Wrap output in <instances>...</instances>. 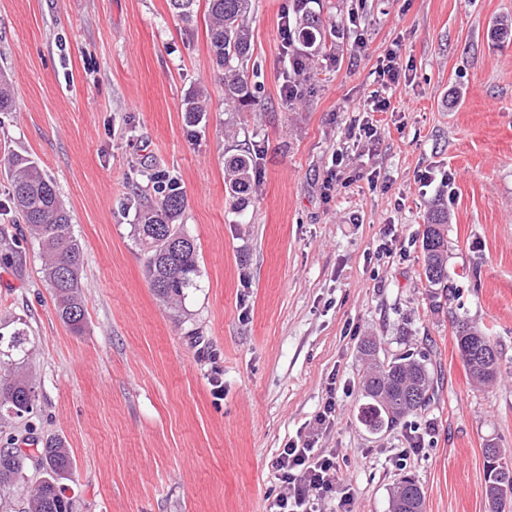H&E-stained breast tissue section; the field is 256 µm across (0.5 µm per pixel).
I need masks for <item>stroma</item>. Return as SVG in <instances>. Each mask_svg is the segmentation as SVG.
I'll use <instances>...</instances> for the list:
<instances>
[{
    "mask_svg": "<svg viewBox=\"0 0 512 512\" xmlns=\"http://www.w3.org/2000/svg\"><path fill=\"white\" fill-rule=\"evenodd\" d=\"M292 8L253 0L261 90L230 114L204 11L185 22L168 0H0V70L16 98L0 112V152L31 155L57 183L87 308L79 336L56 316L0 174V332L28 331L38 433L76 460V512H264L282 490L273 462L312 433L335 452L354 512H389L406 475L425 512H488L482 450L512 452V40L489 30L512 0H314L340 37L294 100L281 86L298 51L279 32ZM394 47L402 76L385 88L378 67ZM200 89L207 115L191 125L185 101ZM375 94L388 109L364 113ZM365 118L375 140H350ZM240 147L259 150V191L241 209L224 186ZM342 150L343 181L328 184ZM154 174L183 189L199 248L177 314L133 236ZM437 202L450 292L434 297L422 231ZM461 319L500 352L493 384L467 373ZM367 338L385 361L427 354L434 373L427 408L377 434L358 419ZM331 393L335 423L320 432Z\"/></svg>",
    "mask_w": 512,
    "mask_h": 512,
    "instance_id": "stroma-1",
    "label": "stroma"
}]
</instances>
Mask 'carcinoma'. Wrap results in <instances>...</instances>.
I'll return each instance as SVG.
<instances>
[{
    "label": "carcinoma",
    "instance_id": "1",
    "mask_svg": "<svg viewBox=\"0 0 512 512\" xmlns=\"http://www.w3.org/2000/svg\"><path fill=\"white\" fill-rule=\"evenodd\" d=\"M198 0H169L171 11L188 21ZM311 0H297L294 35L302 46L300 56L321 48L329 21L311 10ZM207 32L216 67L223 71L224 100L241 109L254 101L246 77L251 56L252 32L246 19L253 0H206ZM10 79L0 73V112H10L14 100ZM206 94L200 92L186 103V119L201 121L206 112ZM10 178V195L15 212L28 225L31 236L42 250V273L52 291L58 319L75 335L84 332L87 322L83 300L84 250L72 230L70 211L55 183L41 166L27 155L13 152L3 160ZM257 153L245 150L224 160L225 189L240 205L253 191ZM186 195L173 184L155 201L142 206L135 241L143 251L144 273L150 288L163 302L176 305L188 291L197 287L199 257L195 239L186 231L182 219ZM424 276L428 287L448 291V211L435 207L427 216L422 234ZM458 349L471 341L482 343L489 337L476 325L456 324ZM32 354L25 329L6 335L0 332V422L26 419L37 407L36 383L25 371ZM360 354L367 361L362 390L364 403L359 415L371 432L395 426L402 418L425 408L431 400L432 377L425 356L403 355L387 363L377 361V346L366 340ZM469 375L485 385L500 372V353L489 360L471 358L462 352ZM32 448H16L12 456L0 457V489L23 480L31 466L40 477L27 487V512H75L74 497L67 495L65 482L72 480L75 461L70 449L56 437L31 440ZM485 498L489 512H502L506 494L512 492V459L495 449L484 458ZM423 492L410 478L394 489L390 512H423Z\"/></svg>",
    "mask_w": 512,
    "mask_h": 512
}]
</instances>
